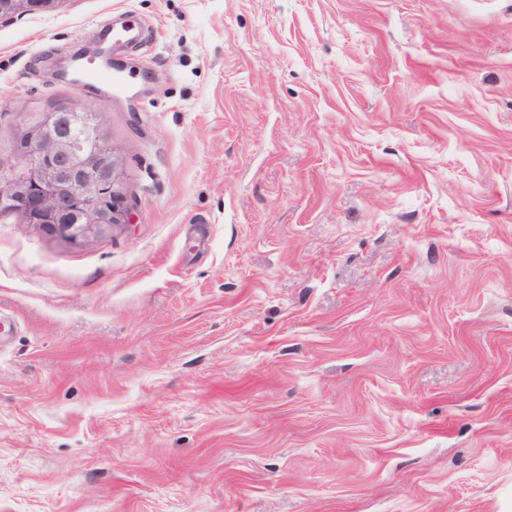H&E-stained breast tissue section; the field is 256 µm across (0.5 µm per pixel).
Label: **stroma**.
Masks as SVG:
<instances>
[{
	"label": "stroma",
	"mask_w": 512,
	"mask_h": 512,
	"mask_svg": "<svg viewBox=\"0 0 512 512\" xmlns=\"http://www.w3.org/2000/svg\"><path fill=\"white\" fill-rule=\"evenodd\" d=\"M75 98L132 217H0V512H512V0L0 21V147ZM90 82H97L105 87V91L112 92V89L121 88L125 85V79L120 74H113L112 72L100 69L78 66L73 84L75 88L79 89Z\"/></svg>",
	"instance_id": "35a3bbf8"
}]
</instances>
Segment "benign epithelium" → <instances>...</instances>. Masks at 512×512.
<instances>
[{
	"mask_svg": "<svg viewBox=\"0 0 512 512\" xmlns=\"http://www.w3.org/2000/svg\"><path fill=\"white\" fill-rule=\"evenodd\" d=\"M57 2L0 0V20ZM121 165L118 149L78 102L25 113L9 152L0 153V212L69 241L86 240L129 223Z\"/></svg>",
	"mask_w": 512,
	"mask_h": 512,
	"instance_id": "benign-epithelium-1",
	"label": "benign epithelium"
}]
</instances>
